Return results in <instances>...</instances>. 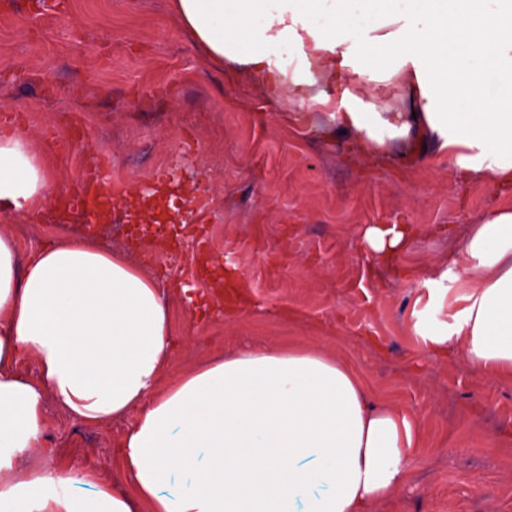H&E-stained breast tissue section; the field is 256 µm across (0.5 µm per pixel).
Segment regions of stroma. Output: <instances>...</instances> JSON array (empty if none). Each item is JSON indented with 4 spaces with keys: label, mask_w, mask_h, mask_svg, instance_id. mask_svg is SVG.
Masks as SVG:
<instances>
[{
    "label": "stroma",
    "mask_w": 512,
    "mask_h": 512,
    "mask_svg": "<svg viewBox=\"0 0 512 512\" xmlns=\"http://www.w3.org/2000/svg\"><path fill=\"white\" fill-rule=\"evenodd\" d=\"M4 67L0 133L24 131L49 159L55 196L103 161L143 193L162 184L173 200L211 199L202 212L158 205L163 250L133 247L136 217L124 209L95 233L166 290L176 347L164 380L289 339L324 348L358 370L374 403L420 421L407 485L370 512H512V381L473 371L454 345L432 356L414 332L431 280L459 273L469 224L512 206V189L449 180L427 155L369 164L346 138L289 126L267 92L199 54L169 0H0ZM365 224L415 234L381 261L361 244ZM86 227L65 209L36 223L0 212V232L24 258ZM233 275L246 278L249 303L229 320L211 290ZM430 311L444 321L453 308ZM127 426L85 425L55 408L44 445L118 482Z\"/></svg>",
    "instance_id": "obj_1"
}]
</instances>
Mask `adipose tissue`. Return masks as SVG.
I'll list each match as a JSON object with an SVG mask.
<instances>
[{
    "label": "adipose tissue",
    "instance_id": "obj_1",
    "mask_svg": "<svg viewBox=\"0 0 512 512\" xmlns=\"http://www.w3.org/2000/svg\"><path fill=\"white\" fill-rule=\"evenodd\" d=\"M202 55L286 98L288 124L350 136L369 159L422 144L456 181L512 188V0H171ZM52 180L25 135L0 139V211L38 218ZM414 230L367 224L387 259ZM0 233V512H367L406 484L415 414L371 404L359 373L288 343L216 357L158 382L171 311L156 280L92 238L19 266ZM457 307L419 318L432 354L460 342L480 373L512 380V207L467 230ZM35 359L40 376H21ZM96 425L130 417L118 462L44 447L46 403Z\"/></svg>",
    "mask_w": 512,
    "mask_h": 512
}]
</instances>
